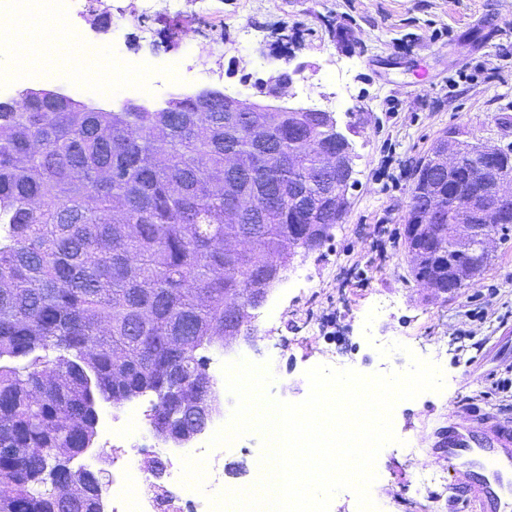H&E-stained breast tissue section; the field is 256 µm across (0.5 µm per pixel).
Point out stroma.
Segmentation results:
<instances>
[{"instance_id": "obj_1", "label": "stroma", "mask_w": 512, "mask_h": 512, "mask_svg": "<svg viewBox=\"0 0 512 512\" xmlns=\"http://www.w3.org/2000/svg\"><path fill=\"white\" fill-rule=\"evenodd\" d=\"M68 25L130 67L164 75L173 59L195 53L183 72L185 94L251 92L277 72L293 73L283 105H327L355 154L356 183L344 218L319 250L296 256L313 285L284 283L268 322L252 321L255 347L206 349L208 362L268 365L269 396L300 402L308 369L327 365L364 375L437 365L442 391L399 402L395 443L376 462L370 494L378 512H431L405 494L416 474L442 472L432 446L448 422L479 411L512 424V237L492 246L487 268L462 288L438 294L415 281L405 249V216L414 169L432 143L464 132L477 144L512 142V0H105L80 10L62 0ZM356 41L344 46L339 29ZM382 300L392 308L365 335ZM400 342L408 353L381 356Z\"/></svg>"}]
</instances>
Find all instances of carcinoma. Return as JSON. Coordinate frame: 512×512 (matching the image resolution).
I'll list each match as a JSON object with an SVG mask.
<instances>
[{"label":"carcinoma","instance_id":"carcinoma-1","mask_svg":"<svg viewBox=\"0 0 512 512\" xmlns=\"http://www.w3.org/2000/svg\"><path fill=\"white\" fill-rule=\"evenodd\" d=\"M33 112L0 102V512H99L103 482L69 461L92 442L96 401L161 395L168 365L192 390L209 379L198 351L224 333V305L296 242L329 236L336 209L312 177L334 178L308 153L337 140L324 112L288 113L276 141L244 121L224 137V113ZM259 183L244 205L262 215L239 238L224 181ZM477 182L435 171L425 194L445 218L406 237L426 288L465 284L476 238H507L489 219L473 237L459 194ZM309 193L310 211L275 197ZM423 194V195H425ZM418 195V198H423ZM51 351L53 358L39 355Z\"/></svg>","mask_w":512,"mask_h":512}]
</instances>
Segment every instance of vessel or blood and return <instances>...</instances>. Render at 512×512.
Masks as SVG:
<instances>
[{
    "label": "vessel or blood",
    "mask_w": 512,
    "mask_h": 512,
    "mask_svg": "<svg viewBox=\"0 0 512 512\" xmlns=\"http://www.w3.org/2000/svg\"><path fill=\"white\" fill-rule=\"evenodd\" d=\"M446 433L434 451L459 476L456 498L471 512H512V427L475 413Z\"/></svg>",
    "instance_id": "b4317fda"
}]
</instances>
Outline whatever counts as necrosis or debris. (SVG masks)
<instances>
[{"label": "necrosis or debris", "instance_id": "4bbe7bcc", "mask_svg": "<svg viewBox=\"0 0 512 512\" xmlns=\"http://www.w3.org/2000/svg\"><path fill=\"white\" fill-rule=\"evenodd\" d=\"M28 20L38 22L48 33H56L62 22L57 0H0L1 51L11 50L14 25ZM60 51V46H53L46 63L38 68L18 65L7 71L0 70V89L9 90L12 98L17 99L26 92L33 78L50 75L63 79L67 92L74 97L103 98L111 96L113 90L124 91L131 87L149 93L154 88L151 72L131 71L124 60L113 61L112 74L107 77L76 58H61ZM220 426V421L211 422L196 446L177 451L181 458L188 455L205 458L204 489L199 492L182 483L181 468L164 474L147 465L145 446L129 442L131 425L116 424L109 415L102 417L100 435L120 478L106 483L100 501L101 512H213L210 497L225 489L224 450L209 445Z\"/></svg>", "mask_w": 512, "mask_h": 512}]
</instances>
